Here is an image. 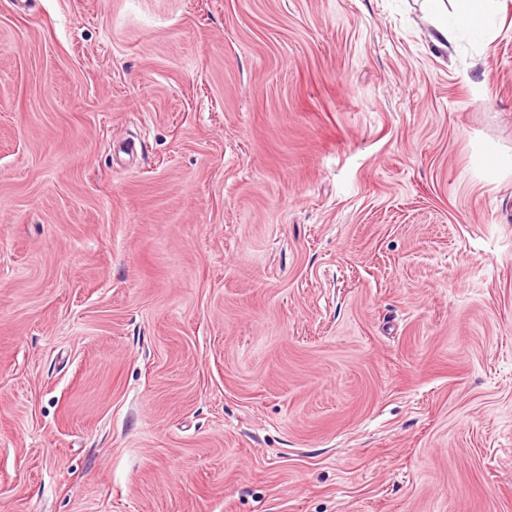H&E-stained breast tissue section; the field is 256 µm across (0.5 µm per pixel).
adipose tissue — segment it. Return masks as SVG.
<instances>
[{
	"mask_svg": "<svg viewBox=\"0 0 512 512\" xmlns=\"http://www.w3.org/2000/svg\"><path fill=\"white\" fill-rule=\"evenodd\" d=\"M435 20L436 42L454 43L463 36L480 40L492 33L495 0H425Z\"/></svg>",
	"mask_w": 512,
	"mask_h": 512,
	"instance_id": "ef3b65f1",
	"label": "adipose tissue"
}]
</instances>
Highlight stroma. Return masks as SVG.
<instances>
[{
  "instance_id": "obj_1",
  "label": "stroma",
  "mask_w": 512,
  "mask_h": 512,
  "mask_svg": "<svg viewBox=\"0 0 512 512\" xmlns=\"http://www.w3.org/2000/svg\"><path fill=\"white\" fill-rule=\"evenodd\" d=\"M30 2L0 512H512V0ZM497 0H424L435 20L436 44L447 46L464 35L484 40L492 33Z\"/></svg>"
}]
</instances>
